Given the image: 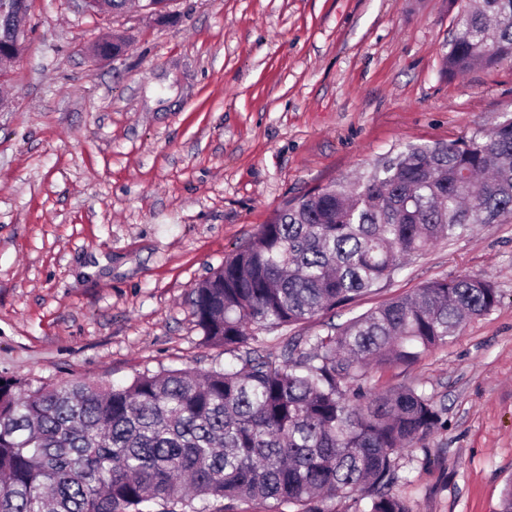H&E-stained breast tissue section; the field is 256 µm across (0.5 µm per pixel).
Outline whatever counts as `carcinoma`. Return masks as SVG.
I'll list each match as a JSON object with an SVG mask.
<instances>
[{
  "instance_id": "obj_1",
  "label": "carcinoma",
  "mask_w": 512,
  "mask_h": 512,
  "mask_svg": "<svg viewBox=\"0 0 512 512\" xmlns=\"http://www.w3.org/2000/svg\"><path fill=\"white\" fill-rule=\"evenodd\" d=\"M459 4L445 71L512 60V0ZM512 223V117L469 139L410 145L356 181L288 201L195 285L205 344L236 366L144 372L124 386L0 374V512H412L398 458L446 425L414 385L373 390L500 303L479 276L430 281L327 334H262L345 307L471 224Z\"/></svg>"
}]
</instances>
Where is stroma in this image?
<instances>
[{
  "instance_id": "obj_1",
  "label": "stroma",
  "mask_w": 512,
  "mask_h": 512,
  "mask_svg": "<svg viewBox=\"0 0 512 512\" xmlns=\"http://www.w3.org/2000/svg\"><path fill=\"white\" fill-rule=\"evenodd\" d=\"M31 0L24 53L0 67V373L125 384L207 369L196 283L288 200L369 173L389 152L486 132L512 115V61L448 75L449 0ZM118 55L96 58L110 36ZM461 275L501 301L417 362L365 386L416 385L448 426L405 450L413 512H499L512 481V223L474 224L380 290L294 332L323 335ZM289 329L265 334L279 352Z\"/></svg>"
}]
</instances>
